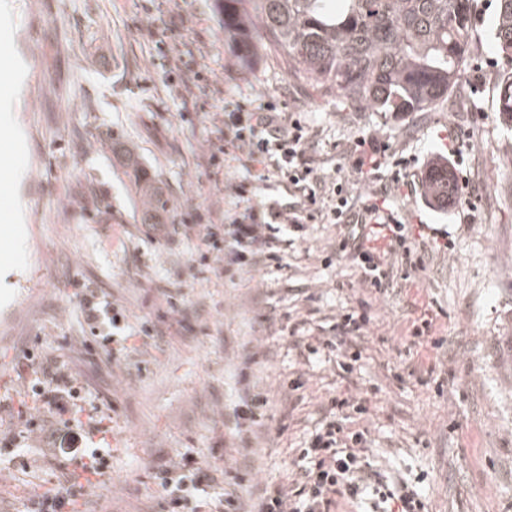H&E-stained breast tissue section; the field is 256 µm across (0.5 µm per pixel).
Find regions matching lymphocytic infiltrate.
I'll return each mask as SVG.
<instances>
[{"instance_id": "lymphocytic-infiltrate-1", "label": "lymphocytic infiltrate", "mask_w": 512, "mask_h": 512, "mask_svg": "<svg viewBox=\"0 0 512 512\" xmlns=\"http://www.w3.org/2000/svg\"><path fill=\"white\" fill-rule=\"evenodd\" d=\"M223 136L225 142L214 145L211 161H218L229 146L236 158L245 162L248 172L232 188L241 209L225 225L223 236H216L209 224L201 230L206 245L215 252V263L225 271L263 277L271 269L281 268L284 232L305 230L307 223L315 220L337 226V255L351 258L362 285L375 293H387L397 278L423 267L426 246L411 237L389 207L385 191L356 202L348 179L320 174L312 157L313 137L293 113L264 99L246 111L238 107L225 112ZM273 181L288 183L299 205L268 202L264 189ZM379 232L387 233L388 251L399 258V265L388 264L371 247V239ZM222 242L227 245L223 253L217 250ZM80 308L92 335L125 345L121 333L127 315L122 307L88 292L82 295ZM369 309L368 302L359 301L323 329L321 336L304 342L303 351L327 355L342 375L352 374L361 358L358 341L370 322ZM25 359L34 371L33 400L46 409L48 418L40 425L19 414L21 428L10 435V443L20 444L31 430L39 431L45 439L53 437L58 420L70 425L85 422L91 438L103 433V419L84 413L81 382L76 375L62 369L47 370L44 358L30 349ZM320 411L318 427L298 451L291 488L264 487L246 511L236 488L226 487L219 498H210L209 491L222 477V470L185 454L177 460H159L153 466L160 512H335L337 498L357 496L367 481L380 487L379 499L391 502L390 512H423L425 505L416 491L405 484L399 491L388 490L381 473L372 470L367 429L350 428L352 416L368 414L366 398L333 395L321 404ZM111 458L108 448L83 449L76 467L65 471L57 483L32 500L30 512H91V497L109 471Z\"/></svg>"}]
</instances>
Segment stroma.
Segmentation results:
<instances>
[{
    "instance_id": "35a3bbf8",
    "label": "stroma",
    "mask_w": 512,
    "mask_h": 512,
    "mask_svg": "<svg viewBox=\"0 0 512 512\" xmlns=\"http://www.w3.org/2000/svg\"><path fill=\"white\" fill-rule=\"evenodd\" d=\"M495 3L475 0L451 99L397 118L337 110L288 75L273 46L234 53L216 0H0V269L11 270L0 285V428L31 403L25 351L45 353L80 376L85 411L110 416L106 512H153L161 455L201 456L227 478L245 475L246 491L288 487L321 402L349 393L368 400L374 470L412 484L427 512H512V127L497 107L512 62L489 36ZM259 92L317 132L321 171L348 178L354 195L390 186L389 205L431 248L423 269L371 292L335 256L336 226L321 223L286 246L283 269L247 285L201 260L200 225L229 222L226 187L245 177L238 162H210L224 105ZM359 136L386 147L380 181L349 167ZM116 141L169 199L172 238H151L142 223ZM453 145L454 179L469 189L443 210L425 202L422 183ZM86 291L125 309L127 355L112 357L84 328ZM362 299L371 322L348 377L288 334L329 325ZM423 317L442 347L412 342ZM147 324L160 336L143 335ZM297 377L303 388L290 390ZM255 382L268 417L239 437L232 411ZM42 446L0 445V512H25L60 476L68 454Z\"/></svg>"
}]
</instances>
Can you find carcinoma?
<instances>
[{"instance_id": "carcinoma-1", "label": "carcinoma", "mask_w": 512, "mask_h": 512, "mask_svg": "<svg viewBox=\"0 0 512 512\" xmlns=\"http://www.w3.org/2000/svg\"><path fill=\"white\" fill-rule=\"evenodd\" d=\"M224 29L243 55L253 53L245 0H217ZM262 38L280 52L288 74L320 89L340 110L425 112L462 83L473 0H259ZM497 50L512 60V0H497L491 27ZM498 109L512 124V71L503 74ZM432 203L444 209L455 184L444 164L425 175ZM142 215L167 206L149 185Z\"/></svg>"}]
</instances>
